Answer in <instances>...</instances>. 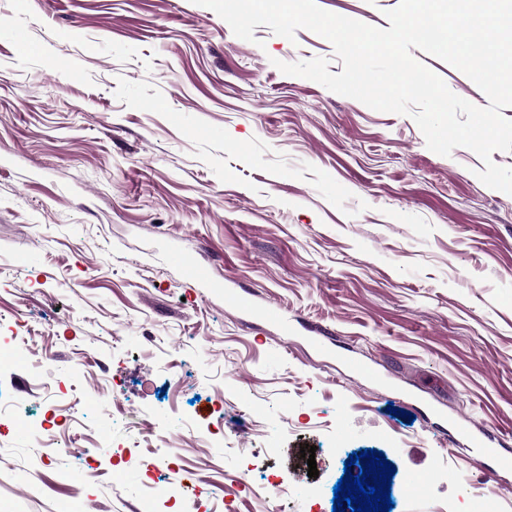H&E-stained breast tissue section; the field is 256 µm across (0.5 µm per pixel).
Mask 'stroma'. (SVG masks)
Listing matches in <instances>:
<instances>
[{
	"label": "stroma",
	"mask_w": 512,
	"mask_h": 512,
	"mask_svg": "<svg viewBox=\"0 0 512 512\" xmlns=\"http://www.w3.org/2000/svg\"><path fill=\"white\" fill-rule=\"evenodd\" d=\"M317 3L386 29L399 0ZM254 36L193 0H0V318L26 327L0 341V512H167L148 469L189 503L210 488L206 512H332L368 448L418 476L391 512H512V470L467 437L512 449V195L411 116L276 68L341 73L326 38ZM55 415L69 452L28 428ZM106 442L136 450L122 478L81 459Z\"/></svg>",
	"instance_id": "obj_1"
}]
</instances>
